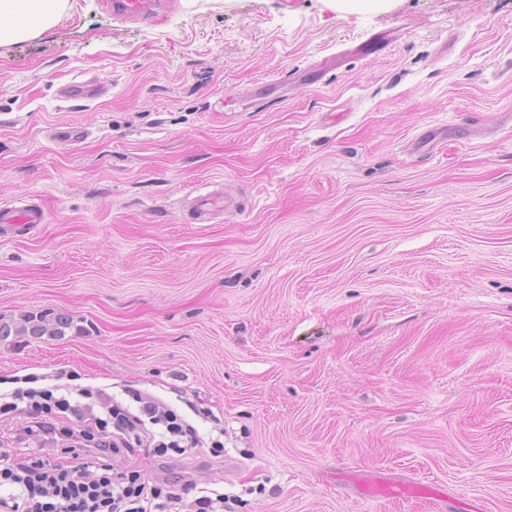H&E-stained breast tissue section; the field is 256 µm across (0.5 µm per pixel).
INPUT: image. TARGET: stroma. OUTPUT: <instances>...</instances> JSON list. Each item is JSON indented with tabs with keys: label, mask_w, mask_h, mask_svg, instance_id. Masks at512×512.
Listing matches in <instances>:
<instances>
[{
	"label": "stroma",
	"mask_w": 512,
	"mask_h": 512,
	"mask_svg": "<svg viewBox=\"0 0 512 512\" xmlns=\"http://www.w3.org/2000/svg\"><path fill=\"white\" fill-rule=\"evenodd\" d=\"M97 78L92 103L63 101ZM66 125L87 137L59 141ZM240 202L189 224L188 192ZM0 338L12 377L159 397L224 444L112 455L234 512H431L355 478L512 512V0H66L0 44ZM169 0H106L104 3L112 12L125 19L152 22L166 13L163 10ZM103 95V89L91 79L72 81L63 89L62 98L66 101H90ZM44 210L41 207L30 205L7 207L0 209V223L4 231L14 227H24L27 224H42L44 222ZM73 327L71 318L64 313H34L21 316L18 322H6L0 318V338L3 336H30L34 339L42 336H63ZM365 500H408L427 498L437 512H444L450 500L448 493L437 487H428L414 480L393 481L385 478L363 480L358 485Z\"/></svg>",
	"instance_id": "1"
}]
</instances>
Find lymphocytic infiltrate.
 <instances>
[{"label": "lymphocytic infiltrate", "mask_w": 512, "mask_h": 512, "mask_svg": "<svg viewBox=\"0 0 512 512\" xmlns=\"http://www.w3.org/2000/svg\"><path fill=\"white\" fill-rule=\"evenodd\" d=\"M137 411L103 388L15 389L0 411L26 415L14 435L20 454H0V487L25 512H224L222 493L195 490L184 476L158 481L133 471L112 474L109 457L151 451L166 458L202 447L197 429L158 398L137 396ZM104 405L97 413L95 405Z\"/></svg>", "instance_id": "obj_1"}]
</instances>
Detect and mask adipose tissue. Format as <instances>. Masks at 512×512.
<instances>
[{
    "label": "adipose tissue",
    "instance_id": "ef3b65f1",
    "mask_svg": "<svg viewBox=\"0 0 512 512\" xmlns=\"http://www.w3.org/2000/svg\"><path fill=\"white\" fill-rule=\"evenodd\" d=\"M64 0H0V42H18L52 27Z\"/></svg>",
    "mask_w": 512,
    "mask_h": 512
}]
</instances>
